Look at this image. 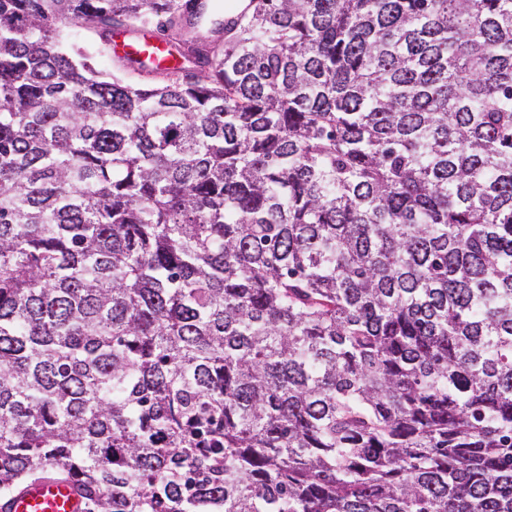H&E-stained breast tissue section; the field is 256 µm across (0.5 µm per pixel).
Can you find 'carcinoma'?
Here are the masks:
<instances>
[{
	"label": "carcinoma",
	"instance_id": "carcinoma-1",
	"mask_svg": "<svg viewBox=\"0 0 512 512\" xmlns=\"http://www.w3.org/2000/svg\"><path fill=\"white\" fill-rule=\"evenodd\" d=\"M0 0V495L512 512V0H203L139 86Z\"/></svg>",
	"mask_w": 512,
	"mask_h": 512
}]
</instances>
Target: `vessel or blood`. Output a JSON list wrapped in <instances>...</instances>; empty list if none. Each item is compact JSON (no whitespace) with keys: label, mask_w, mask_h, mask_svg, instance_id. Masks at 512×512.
Returning <instances> with one entry per match:
<instances>
[{"label":"vessel or blood","mask_w":512,"mask_h":512,"mask_svg":"<svg viewBox=\"0 0 512 512\" xmlns=\"http://www.w3.org/2000/svg\"><path fill=\"white\" fill-rule=\"evenodd\" d=\"M124 56L140 58L158 67L173 65L170 45L158 34L150 32L130 41L115 42ZM6 512H86V504L73 483L40 480L25 485L11 494L4 504Z\"/></svg>","instance_id":"vessel-or-blood-1"}]
</instances>
